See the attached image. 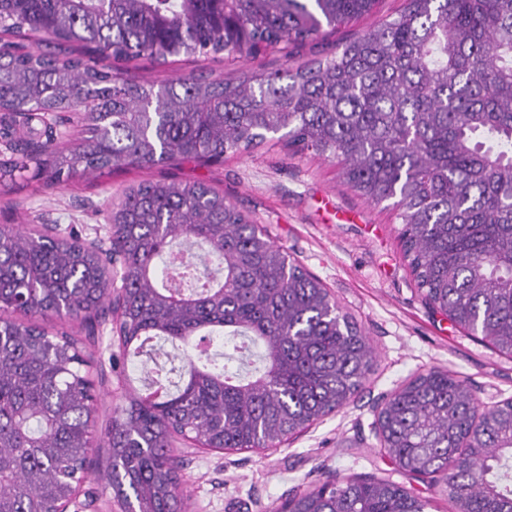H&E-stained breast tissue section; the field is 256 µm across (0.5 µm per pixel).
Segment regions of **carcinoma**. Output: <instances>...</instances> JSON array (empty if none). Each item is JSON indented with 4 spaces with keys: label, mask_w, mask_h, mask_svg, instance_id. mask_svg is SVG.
I'll use <instances>...</instances> for the list:
<instances>
[{
    "label": "carcinoma",
    "mask_w": 512,
    "mask_h": 512,
    "mask_svg": "<svg viewBox=\"0 0 512 512\" xmlns=\"http://www.w3.org/2000/svg\"><path fill=\"white\" fill-rule=\"evenodd\" d=\"M377 0H0V192L27 172L46 188L118 167L221 161L278 137L341 164L368 202L394 201L425 303L512 355V0H404L325 57L237 78L122 77L113 57L290 56L373 13ZM119 348L146 381L124 389L103 446L126 512H181L175 435L207 448H275L347 406L375 362L368 336L323 283L206 183L144 180L109 205ZM102 252L0 226V512H58L98 446L92 384L74 339L10 317L88 323L107 296ZM222 333L238 367L209 354ZM189 346L171 382L155 343ZM380 448L442 476L466 512H512V400L483 410L431 368L391 393ZM471 465L448 469V455ZM382 479L328 474L279 512H425Z\"/></svg>",
    "instance_id": "carcinoma-1"
}]
</instances>
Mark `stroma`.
<instances>
[{
  "mask_svg": "<svg viewBox=\"0 0 512 512\" xmlns=\"http://www.w3.org/2000/svg\"><path fill=\"white\" fill-rule=\"evenodd\" d=\"M115 67L161 82L200 72L235 77L248 64L181 55L163 65L139 59ZM147 179L202 181L224 192L322 281L377 353L366 388L354 402L281 447L227 451L174 438L172 448L183 462L187 512H274L288 496L319 484L327 472L391 480L429 500L427 512H458L439 483L400 472L381 451L375 407L413 374L431 368L454 374L483 404L495 405L512 398V356L477 342L425 304L402 257L391 202L370 204L341 182L330 161L267 142L243 155H226L220 165L116 168L58 188L20 179L9 195H0V224H46L58 236L75 235L87 245L105 242L110 238L108 205ZM43 324L77 340L96 394L95 434L103 436L121 402L124 374L139 372L137 359H123L112 314L90 326L55 317ZM108 457L107 449H91L89 476L69 512H123L105 487Z\"/></svg>",
  "mask_w": 512,
  "mask_h": 512,
  "instance_id": "1",
  "label": "stroma"
}]
</instances>
